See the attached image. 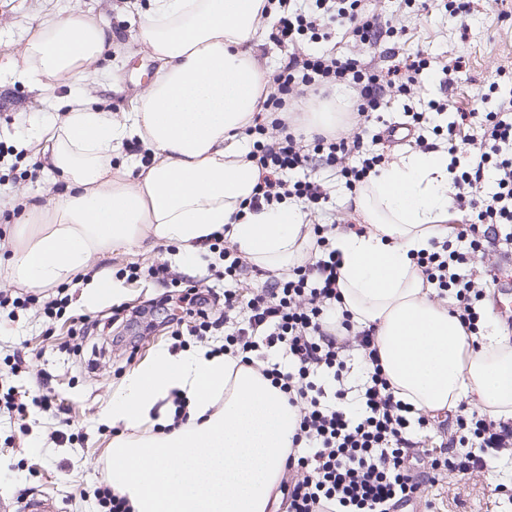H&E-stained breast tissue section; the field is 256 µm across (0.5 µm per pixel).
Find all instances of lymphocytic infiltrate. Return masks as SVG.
<instances>
[{"instance_id": "lymphocytic-infiltrate-1", "label": "lymphocytic infiltrate", "mask_w": 512, "mask_h": 512, "mask_svg": "<svg viewBox=\"0 0 512 512\" xmlns=\"http://www.w3.org/2000/svg\"><path fill=\"white\" fill-rule=\"evenodd\" d=\"M311 11L294 9L292 0H277L275 40L287 53L273 77L274 90L262 102L263 116L255 117L245 133L252 141L249 157L259 169L250 209L292 198L310 212L328 201L323 185L306 176L312 159L333 168L349 192L365 186L385 163L382 152L366 148L364 131L383 124L385 89L411 96L419 76L431 66L418 54L379 71L357 58L308 53L307 41L328 38L331 29L350 34L354 43L369 49L381 35L400 33L394 21L379 22L367 14L362 0H314ZM347 84L356 93L352 120L360 133L346 135L295 133L287 116L288 97L300 91L318 95ZM417 129L416 145L433 150L432 136H441L450 157L451 204L466 212L454 240L418 253L415 264L437 297L451 298L450 311L466 331L477 333L482 303L494 284L492 275L475 278L473 268L485 255L491 228L512 230V103L490 112H458L447 126H433L426 113L409 115ZM471 131L467 147H460L457 131ZM300 171L293 181L290 171ZM494 191L483 197L486 181ZM332 224L313 227L316 259L271 276L268 285L241 299L232 284L247 263L223 237L204 241L208 252L224 260V313L209 315V300L198 285H190L189 303L197 319L188 331L204 341L212 329L223 328L224 349L240 356L298 407L299 421L285 462L288 473V512H397L422 496V483L411 468L414 459L426 463L430 481L450 473H468L484 463L491 448L512 446V424L477 412L458 410L451 447L436 453L418 447L415 433L427 429L428 415L398 398L382 369L374 328H358L342 309L338 280L341 257L332 246ZM354 343L367 373L364 390L350 399L338 383L347 367L341 340Z\"/></svg>"}]
</instances>
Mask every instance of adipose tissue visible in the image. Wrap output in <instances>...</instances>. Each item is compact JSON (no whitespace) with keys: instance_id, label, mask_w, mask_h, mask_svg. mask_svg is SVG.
<instances>
[{"instance_id":"1","label":"adipose tissue","mask_w":512,"mask_h":512,"mask_svg":"<svg viewBox=\"0 0 512 512\" xmlns=\"http://www.w3.org/2000/svg\"><path fill=\"white\" fill-rule=\"evenodd\" d=\"M267 0H152L138 38L159 63L134 111L112 117L73 102L29 142L47 154L65 190L50 209L23 213L5 267L25 288L69 282L104 251L175 244L193 255L223 232L253 266L282 273L311 257L308 215L292 199L249 210L259 180L241 134L267 96L254 54ZM112 33L87 15H49L24 43L14 76L53 91L60 80H97ZM351 95L308 106L301 128H335ZM139 139L153 154L137 176L113 173L112 156ZM448 154L411 152L380 168L351 202L367 228L339 230V288L357 326L375 329L395 395L435 414L465 405L512 419V337L491 312L478 334L424 287L413 263L447 239ZM179 396L188 421L174 426L161 402ZM124 431L112 441V487L134 512H268L299 412L231 354L159 352L133 368L104 412Z\"/></svg>"}]
</instances>
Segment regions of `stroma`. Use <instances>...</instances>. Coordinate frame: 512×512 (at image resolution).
Listing matches in <instances>:
<instances>
[{
  "instance_id": "stroma-1",
  "label": "stroma",
  "mask_w": 512,
  "mask_h": 512,
  "mask_svg": "<svg viewBox=\"0 0 512 512\" xmlns=\"http://www.w3.org/2000/svg\"><path fill=\"white\" fill-rule=\"evenodd\" d=\"M366 10L397 16L404 31L398 40L382 41L370 58L380 68L393 58L427 51L432 68L423 73L411 98H388V118L399 121L404 110L425 112L430 102L449 100L467 112L496 110L512 98V0H474L466 16L450 13L442 0H429L424 11L406 9L403 0H364ZM151 0H0V243H6L18 217L13 197L28 205H50L61 184L55 174L39 171L23 176L14 169L39 161L29 145L32 126L59 115L61 102L91 99L115 115L133 111L138 93L156 77L158 64L138 41L137 33ZM84 13L112 33V52L98 63L105 79L95 83L58 84L53 99L14 80L12 59L48 14ZM463 69H455L456 58ZM449 73H442V66ZM449 77L441 86V77ZM166 261L173 273L212 291L213 315L224 310V263L217 255L184 264L176 245L160 244L140 254L103 252L91 268L64 284L66 318L50 322L36 309L0 307V512H19L24 497L44 493L57 500L61 512H98L94 491L110 472L109 449L118 430L102 412L125 376L157 352H182L224 343L223 331L204 343L173 336L165 324L169 314H184L174 289L150 280L125 282L117 301L89 302L98 274L110 276L137 263L147 267ZM47 379L51 409L33 403L40 379ZM16 406L6 408L4 396ZM69 419L62 428L61 419ZM512 482V457L467 474L447 476L426 487L434 512H512V500L494 487Z\"/></svg>"
}]
</instances>
